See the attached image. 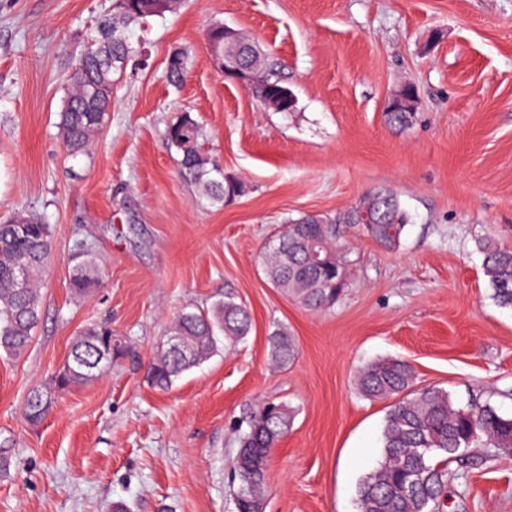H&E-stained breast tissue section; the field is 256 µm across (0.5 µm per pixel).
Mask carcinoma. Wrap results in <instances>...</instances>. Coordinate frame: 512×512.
<instances>
[{"mask_svg":"<svg viewBox=\"0 0 512 512\" xmlns=\"http://www.w3.org/2000/svg\"><path fill=\"white\" fill-rule=\"evenodd\" d=\"M112 13L100 16L83 52L68 76L71 91L59 112V129L67 150L78 154L105 127L112 110L114 74L124 70L138 52L129 41V30L148 20L174 12L179 0L161 6L158 0H115ZM239 65L254 74L252 88L264 106L274 112H290L294 105L274 101L282 79L266 64L263 51L253 41L237 44ZM187 71L186 56L178 52L167 61V76L178 84ZM199 123L185 112L168 127V139L178 153L180 174L200 194L222 202L243 190L242 182L219 171L203 150ZM360 206L372 211L376 223H358L357 211L348 208L332 217L304 215L288 220L287 230L264 246V272L273 285L310 310L336 302L346 282L343 274L353 267L347 238L363 236L381 248L397 249L409 222L398 197L381 190L364 196ZM484 273L498 306L512 309V250L491 241L479 243ZM51 251L48 225L35 212H15L0 219V352L19 356L29 347L39 321L41 294L35 281ZM25 267V286L16 283L15 271ZM98 263L87 247L80 248L69 286L87 295L96 283ZM250 329L246 307L230 296L207 309L185 311L169 327L183 347L165 350L148 367L149 382L167 389L190 368L208 360L222 334L228 344L237 343ZM112 328L90 324L75 337L70 369L54 379L52 387L64 390L102 376L94 370L99 354L110 346ZM271 358L279 365L298 357V347L285 327L271 336ZM359 392L368 399H391L383 429V454L357 489V512H440L448 482L454 478L450 464H468L466 452L492 447L512 454V416L493 404H455L448 391L436 386H416L413 367L399 358H382L362 367L357 374ZM46 387L32 390L24 416L38 424L50 408L39 397ZM293 410L284 403L265 402L243 409L234 489L236 512H261L266 504V467L271 448L288 431Z\"/></svg>","mask_w":512,"mask_h":512,"instance_id":"carcinoma-1","label":"carcinoma"}]
</instances>
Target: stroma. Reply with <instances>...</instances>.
<instances>
[{
    "instance_id": "35a3bbf8",
    "label": "stroma",
    "mask_w": 512,
    "mask_h": 512,
    "mask_svg": "<svg viewBox=\"0 0 512 512\" xmlns=\"http://www.w3.org/2000/svg\"><path fill=\"white\" fill-rule=\"evenodd\" d=\"M113 0H0V214L35 211L51 230L42 307L23 356H0V512H235L244 407L295 411L272 448L265 512H356L379 460L388 403L358 370L408 361L420 386L512 414V310L499 307L480 240L512 249V0H182L134 27L139 65L116 76L92 146L69 154L58 128L67 76ZM217 23L256 41L296 98L271 112L224 77ZM188 57L182 84L167 59ZM418 91L412 122L386 121ZM190 113L206 153L244 193L217 203L178 174L167 128ZM394 191L409 215L400 247L366 238L334 305L310 311L273 288L260 260L288 218L333 214ZM99 258L86 298L69 290L78 243ZM233 297L252 328L167 390L146 368L181 312ZM109 323L130 349L98 379L56 394L37 425L28 392L64 366L82 327ZM299 354L270 359L277 325ZM444 512H512V454L465 470Z\"/></svg>"
}]
</instances>
